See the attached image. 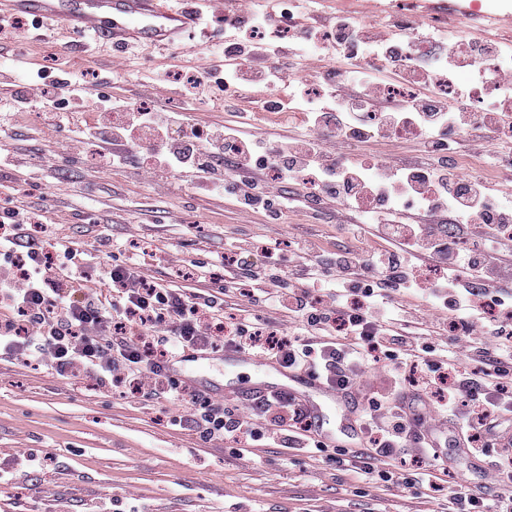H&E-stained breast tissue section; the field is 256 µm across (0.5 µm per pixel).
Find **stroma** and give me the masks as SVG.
<instances>
[{"instance_id": "1", "label": "stroma", "mask_w": 512, "mask_h": 512, "mask_svg": "<svg viewBox=\"0 0 512 512\" xmlns=\"http://www.w3.org/2000/svg\"><path fill=\"white\" fill-rule=\"evenodd\" d=\"M397 0H314L315 9L340 11L372 24L397 16ZM209 42L201 31L183 40L180 51L139 50L134 65L113 63L104 47L89 51L79 34L43 28L41 36L0 42V56L16 57L21 67L83 74L88 82L108 81L112 95L135 99L142 79L156 73L187 78L207 65ZM156 106L182 109L202 123L224 122L230 112L224 95L184 105L174 93L160 92ZM42 104L15 117L11 151L24 154L26 167L12 173L27 193L7 203L42 208L43 222L78 249L110 250L126 241L129 252L151 246L164 264L147 262L144 271L159 282L174 281L181 259L200 252L224 255L239 239L257 238L287 247L295 228L318 236L325 253L344 242L336 214L301 210L279 220L258 213L247 218L231 196L196 193L192 173L160 185L129 166L106 173L94 153L45 161L48 136L42 131ZM52 193L44 207L43 193ZM179 403L143 400L123 390L103 388L90 379H70L0 356V469L12 479L0 485V512H84L87 504L118 499L145 512H441L431 498L385 487L362 491L353 476L337 475L320 456L288 453L258 445L237 452L223 441L202 442L186 427L171 425L183 414ZM42 455L40 467L19 471L16 460Z\"/></svg>"}]
</instances>
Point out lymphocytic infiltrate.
Segmentation results:
<instances>
[{"mask_svg": "<svg viewBox=\"0 0 512 512\" xmlns=\"http://www.w3.org/2000/svg\"><path fill=\"white\" fill-rule=\"evenodd\" d=\"M234 40L212 45L249 61V68H208L177 92L188 102L222 91L283 110L273 94L293 84L302 133L271 138L251 132L247 111L233 120L201 124L185 113L145 106L100 92L88 98L81 75L50 79L46 70L20 75L0 97V169L21 167L3 148L13 119L33 100L46 108L44 126L62 133L60 151L98 150L103 170L126 169L140 158L150 177L164 181L184 170L200 173V192L232 191L243 213L283 216L300 205H336L348 239L331 262L319 260L310 234L294 235L288 253L241 241L224 266L226 277L259 285L262 304L288 313L272 323H224L219 290L163 285L146 277L137 258L118 248L80 251L40 227L31 208L0 211V354L62 377L89 378L103 387H131L144 399L180 402L172 417L200 440H224L238 449L262 441L325 455L336 472L369 487L448 494V512H512V201L491 194L482 177L461 174L451 156L455 134L478 131L512 143L501 127L512 112V91L501 90L479 120L425 94L437 70L425 63L397 70L421 87L405 104L387 93L388 81L362 70L345 75L325 67L327 34L347 57L372 54L393 35L376 27L349 30L345 16L300 23L295 0H241ZM307 61L304 78L290 66ZM382 112L379 128L359 135L367 108ZM412 141L420 155L390 163L358 153L360 144ZM423 212L422 224L396 219ZM376 225L381 246L367 245ZM305 267L284 270V259ZM415 298L417 306L406 305ZM431 321L435 332L417 330ZM230 348L316 376L360 398L363 450L326 449L303 404L267 396L256 404L217 401L191 389L168 370L170 358L191 350ZM456 430L468 454L491 459L492 497L467 486L446 491L431 464ZM414 453L417 465L391 468Z\"/></svg>", "mask_w": 512, "mask_h": 512, "instance_id": "lymphocytic-infiltrate-1", "label": "lymphocytic infiltrate"}]
</instances>
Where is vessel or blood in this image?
Returning a JSON list of instances; mask_svg holds the SVG:
<instances>
[{
    "mask_svg": "<svg viewBox=\"0 0 512 512\" xmlns=\"http://www.w3.org/2000/svg\"><path fill=\"white\" fill-rule=\"evenodd\" d=\"M25 12L38 18L60 22L67 29L92 28L97 42L120 48L128 40L150 46H165L188 24L199 22L201 12L170 7L169 0H0V13ZM208 361L195 352L177 357L169 366L172 374L186 384H193L195 373ZM260 375L248 393L249 398L285 393L305 404L321 441L328 445L359 447L361 425L356 394L330 389L318 378L285 371L281 383L266 382L272 366L257 359L253 362ZM335 412V427H327L328 412Z\"/></svg>",
    "mask_w": 512,
    "mask_h": 512,
    "instance_id": "b4317fda",
    "label": "vessel or blood"
}]
</instances>
